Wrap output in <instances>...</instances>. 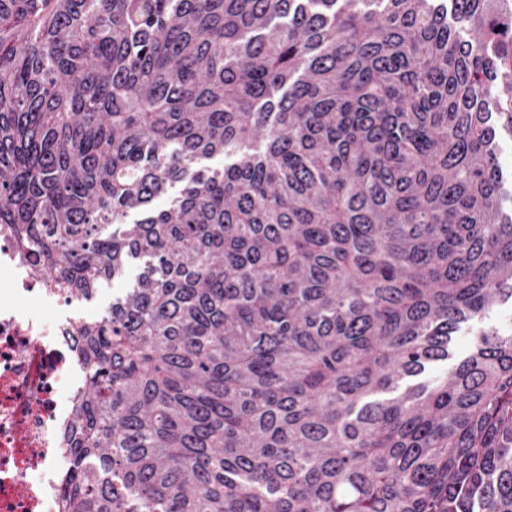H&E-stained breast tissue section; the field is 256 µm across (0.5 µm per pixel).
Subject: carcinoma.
<instances>
[{"instance_id": "obj_1", "label": "carcinoma", "mask_w": 512, "mask_h": 512, "mask_svg": "<svg viewBox=\"0 0 512 512\" xmlns=\"http://www.w3.org/2000/svg\"><path fill=\"white\" fill-rule=\"evenodd\" d=\"M504 129L512 0H0V225L137 270L64 512H512Z\"/></svg>"}]
</instances>
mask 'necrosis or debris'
Listing matches in <instances>:
<instances>
[{
    "label": "necrosis or debris",
    "mask_w": 512,
    "mask_h": 512,
    "mask_svg": "<svg viewBox=\"0 0 512 512\" xmlns=\"http://www.w3.org/2000/svg\"><path fill=\"white\" fill-rule=\"evenodd\" d=\"M0 512H63L57 477L83 390L78 321L63 290L0 226Z\"/></svg>",
    "instance_id": "necrosis-or-debris-1"
}]
</instances>
